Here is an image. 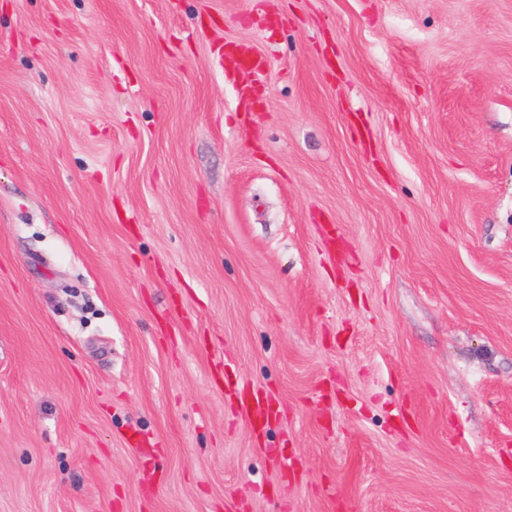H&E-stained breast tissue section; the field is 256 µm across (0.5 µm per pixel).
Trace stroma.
<instances>
[{
    "mask_svg": "<svg viewBox=\"0 0 512 512\" xmlns=\"http://www.w3.org/2000/svg\"><path fill=\"white\" fill-rule=\"evenodd\" d=\"M0 512H512V0H0Z\"/></svg>",
    "mask_w": 512,
    "mask_h": 512,
    "instance_id": "1",
    "label": "stroma"
}]
</instances>
